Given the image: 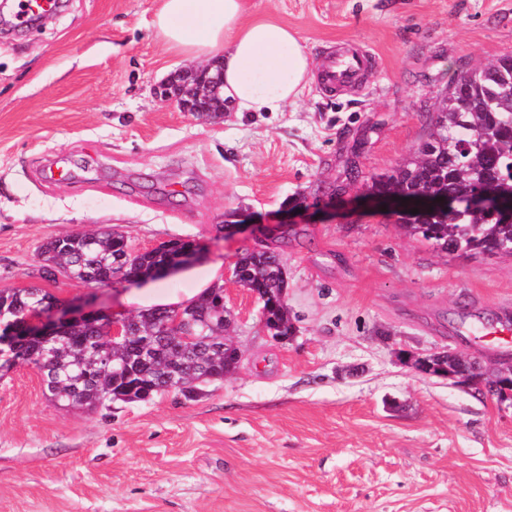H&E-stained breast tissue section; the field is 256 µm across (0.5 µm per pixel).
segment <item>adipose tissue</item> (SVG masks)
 <instances>
[{
    "instance_id": "ef3b65f1",
    "label": "adipose tissue",
    "mask_w": 512,
    "mask_h": 512,
    "mask_svg": "<svg viewBox=\"0 0 512 512\" xmlns=\"http://www.w3.org/2000/svg\"><path fill=\"white\" fill-rule=\"evenodd\" d=\"M246 0H162L154 26L169 52H224V96L241 112H278L313 79L314 60L287 26L245 20Z\"/></svg>"
}]
</instances>
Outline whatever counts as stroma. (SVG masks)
Returning a JSON list of instances; mask_svg holds the SVG:
<instances>
[{"instance_id": "35a3bbf8", "label": "stroma", "mask_w": 512, "mask_h": 512, "mask_svg": "<svg viewBox=\"0 0 512 512\" xmlns=\"http://www.w3.org/2000/svg\"><path fill=\"white\" fill-rule=\"evenodd\" d=\"M160 0H64L42 25L0 28V289L43 286L133 316L131 286L42 279L39 246L100 226L135 246H201L227 273L282 255L294 325L261 324L233 287L237 371L85 412L40 373L0 379V512H512V399L479 397L416 358H512V257L459 258L354 206L428 130L460 71L512 53V0H248L314 59L375 53L365 91L317 84L281 112L181 111L167 79L207 65L165 51ZM254 221L232 237L234 212Z\"/></svg>"}]
</instances>
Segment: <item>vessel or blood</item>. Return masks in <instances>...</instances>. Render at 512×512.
Returning <instances> with one entry per match:
<instances>
[{"label": "vessel or blood", "mask_w": 512, "mask_h": 512, "mask_svg": "<svg viewBox=\"0 0 512 512\" xmlns=\"http://www.w3.org/2000/svg\"><path fill=\"white\" fill-rule=\"evenodd\" d=\"M375 62V55L367 49L337 47L334 53L325 56L318 83L329 93L363 88L364 80Z\"/></svg>", "instance_id": "vessel-or-blood-1"}]
</instances>
